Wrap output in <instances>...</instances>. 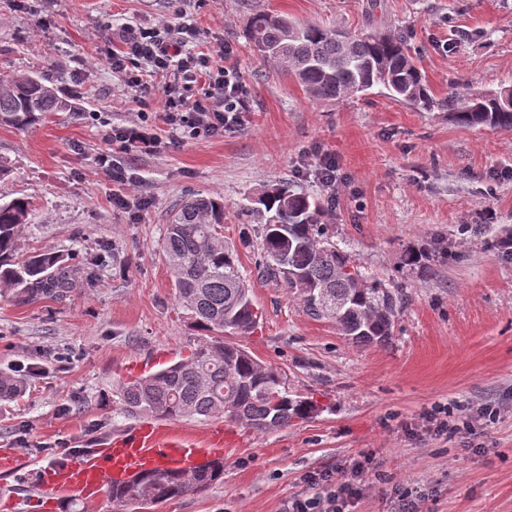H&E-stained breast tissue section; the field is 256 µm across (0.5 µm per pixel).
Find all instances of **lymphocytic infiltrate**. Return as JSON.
<instances>
[{
    "label": "lymphocytic infiltrate",
    "mask_w": 512,
    "mask_h": 512,
    "mask_svg": "<svg viewBox=\"0 0 512 512\" xmlns=\"http://www.w3.org/2000/svg\"><path fill=\"white\" fill-rule=\"evenodd\" d=\"M197 33L185 21L160 29L129 28L123 50L104 54L123 92L145 95L161 89L164 120L180 139L223 132L236 121L247 95L236 71L225 64L231 46L220 42L207 51L182 55L183 43ZM322 479L334 484L331 494L291 500L288 512H340L343 499L357 492L351 481L337 479L334 472H325Z\"/></svg>",
    "instance_id": "1"
}]
</instances>
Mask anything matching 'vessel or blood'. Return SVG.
<instances>
[{"mask_svg": "<svg viewBox=\"0 0 512 512\" xmlns=\"http://www.w3.org/2000/svg\"><path fill=\"white\" fill-rule=\"evenodd\" d=\"M223 447L224 430L219 426L210 430L204 447L197 448L180 439L163 438L159 426L146 422L102 445L98 452L57 469L45 491L52 496L61 492L95 495L144 472L191 473L221 454Z\"/></svg>", "mask_w": 512, "mask_h": 512, "instance_id": "obj_1", "label": "vessel or blood"}]
</instances>
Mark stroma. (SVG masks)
<instances>
[{
	"instance_id": "stroma-1",
	"label": "stroma",
	"mask_w": 512,
	"mask_h": 512,
	"mask_svg": "<svg viewBox=\"0 0 512 512\" xmlns=\"http://www.w3.org/2000/svg\"><path fill=\"white\" fill-rule=\"evenodd\" d=\"M274 12L349 32L400 33L432 94L512 86V0H0V76L36 73L67 103L37 126L0 127V200L24 198L25 254L70 256L75 285L23 301L0 292V371L25 394L0 405V512H43L41 478L130 432L125 382L188 358L208 333L178 302L161 243L173 206L193 194L224 202V243L238 253L261 318L240 343L318 410L258 432L224 416L166 419L201 443L224 428V477L156 512H284L327 495L312 475L368 465L348 512H399L394 488L421 492V512H512V264L490 250L512 229V130L470 128L379 86L316 100L267 62L250 18ZM187 14L202 40L234 49L246 87L238 124L172 141L159 96L120 98L100 58L122 25ZM143 125L150 149L124 152L114 126ZM111 153L122 180L95 163ZM336 185L318 180L320 156ZM320 199L332 241L362 271L404 286L390 344L361 345L308 316L295 294L258 270L265 191ZM125 196L120 209L113 197ZM441 239L451 259L428 276L401 266L405 248Z\"/></svg>"
}]
</instances>
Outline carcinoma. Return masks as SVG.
<instances>
[{"instance_id": "cac0c4a2", "label": "carcinoma", "mask_w": 512, "mask_h": 512, "mask_svg": "<svg viewBox=\"0 0 512 512\" xmlns=\"http://www.w3.org/2000/svg\"><path fill=\"white\" fill-rule=\"evenodd\" d=\"M248 36L263 57L283 65L315 99L356 95L382 85L403 102L425 110L434 106L429 86L400 39L368 32L343 41L334 27L268 12L251 18ZM446 106L463 126L512 129L511 86L495 92L482 109L459 96ZM66 107L53 87L32 74L0 79V126L26 129L44 114ZM258 204L264 208V275L283 281L308 315L335 320L351 341L388 344L403 289L364 273L330 241L319 202L277 187L260 196ZM30 223L29 201L0 203V288L12 289L24 300L59 296L75 284L70 257L56 252L20 256L19 238ZM223 224V203L193 195L176 206L165 226L162 252L177 297L197 326L219 335L199 345L188 359L125 383L117 392L125 415L177 419L221 413L247 428L266 431L315 411L310 401L288 391L277 370L220 336L227 329L247 335L259 318L238 254L224 245ZM446 261L448 247L442 244L411 246L403 253L402 267L422 276L434 263ZM24 391L22 379L0 375L1 402L13 401ZM223 474L222 461L208 462L194 473L146 472L112 486L108 495L121 512H151L168 500L211 486Z\"/></svg>"}]
</instances>
